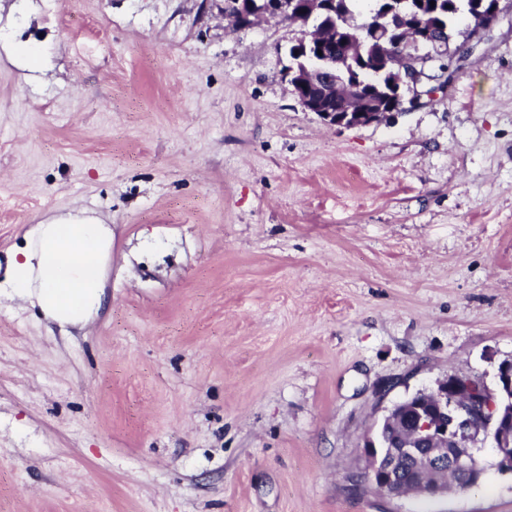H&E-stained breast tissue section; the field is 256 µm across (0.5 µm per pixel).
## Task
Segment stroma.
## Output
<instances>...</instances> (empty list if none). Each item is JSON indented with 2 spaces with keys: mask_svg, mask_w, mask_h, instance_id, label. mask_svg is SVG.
Listing matches in <instances>:
<instances>
[{
  "mask_svg": "<svg viewBox=\"0 0 512 512\" xmlns=\"http://www.w3.org/2000/svg\"><path fill=\"white\" fill-rule=\"evenodd\" d=\"M299 29L224 0H0V276L28 225L112 227L63 335L0 298V512H512L353 492L385 408L512 354V10L447 90L336 128Z\"/></svg>",
  "mask_w": 512,
  "mask_h": 512,
  "instance_id": "1",
  "label": "stroma"
}]
</instances>
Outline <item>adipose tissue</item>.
Wrapping results in <instances>:
<instances>
[{
	"label": "adipose tissue",
	"instance_id": "adipose-tissue-1",
	"mask_svg": "<svg viewBox=\"0 0 512 512\" xmlns=\"http://www.w3.org/2000/svg\"><path fill=\"white\" fill-rule=\"evenodd\" d=\"M0 292L38 306L60 326L84 327L105 299L112 229L80 210L31 225Z\"/></svg>",
	"mask_w": 512,
	"mask_h": 512
}]
</instances>
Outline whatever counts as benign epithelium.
<instances>
[{
	"label": "benign epithelium",
	"instance_id": "1",
	"mask_svg": "<svg viewBox=\"0 0 512 512\" xmlns=\"http://www.w3.org/2000/svg\"><path fill=\"white\" fill-rule=\"evenodd\" d=\"M279 20L290 18L309 27L295 0H264L253 12ZM427 33L419 27L408 28L401 51L392 59L386 75L388 96L402 99L412 93V100L431 96L448 86L439 79L438 87L420 91ZM326 41L305 35L289 50L290 63L284 69L288 84L302 90L298 101L307 112L323 122L343 128H362L384 121L393 109L372 96L366 83L343 76L351 61L364 56V45L356 37L344 43L341 54L324 50ZM341 109H336V101ZM495 385L489 387L481 378L450 373L436 381L435 387L417 390L385 409L375 438L368 439L361 454L360 468L365 487L386 499L414 494L422 497H446L463 488L430 476L443 464L457 473H470L483 467L478 443L489 440L494 449L492 466L502 474H512V356L496 364ZM409 463L412 482L402 475Z\"/></svg>",
	"mask_w": 512,
	"mask_h": 512
}]
</instances>
